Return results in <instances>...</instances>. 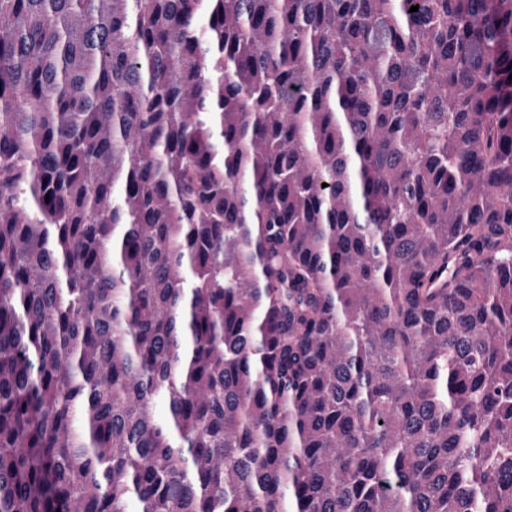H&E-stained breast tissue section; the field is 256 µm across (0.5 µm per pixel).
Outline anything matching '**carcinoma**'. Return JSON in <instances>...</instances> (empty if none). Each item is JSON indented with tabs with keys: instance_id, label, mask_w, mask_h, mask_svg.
I'll list each match as a JSON object with an SVG mask.
<instances>
[{
	"instance_id": "obj_1",
	"label": "carcinoma",
	"mask_w": 512,
	"mask_h": 512,
	"mask_svg": "<svg viewBox=\"0 0 512 512\" xmlns=\"http://www.w3.org/2000/svg\"><path fill=\"white\" fill-rule=\"evenodd\" d=\"M132 500L512 512V0H0V512Z\"/></svg>"
}]
</instances>
